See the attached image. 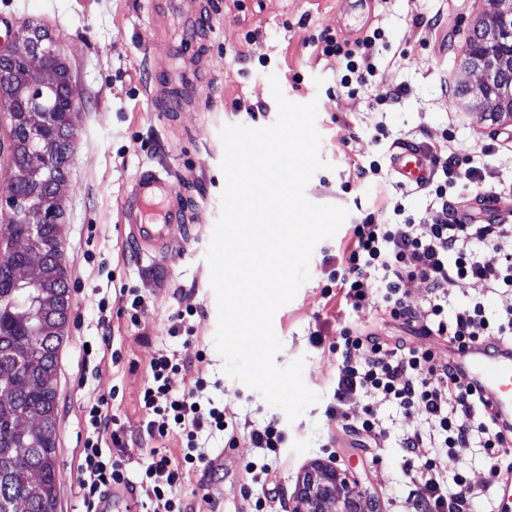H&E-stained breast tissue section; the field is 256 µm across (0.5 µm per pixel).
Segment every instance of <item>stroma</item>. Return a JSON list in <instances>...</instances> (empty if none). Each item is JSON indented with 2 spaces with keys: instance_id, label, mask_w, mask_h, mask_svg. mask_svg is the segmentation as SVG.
I'll use <instances>...</instances> for the list:
<instances>
[{
  "instance_id": "1",
  "label": "stroma",
  "mask_w": 512,
  "mask_h": 512,
  "mask_svg": "<svg viewBox=\"0 0 512 512\" xmlns=\"http://www.w3.org/2000/svg\"><path fill=\"white\" fill-rule=\"evenodd\" d=\"M487 8V0H212L215 18L204 40L209 74L192 101L171 117L155 111L151 102L155 78L173 71L174 63L167 47L150 35L147 0H0V37L10 27L46 28L61 48L80 104L62 195L70 309L58 356L55 512L81 508L77 474L78 450L87 434L83 409L100 397H107L140 447L178 456V435L152 439L142 432L151 414L141 407L139 394L149 378L150 359L162 349L184 361L179 388L206 376L204 399L223 408L225 420L240 432L232 448L225 447L222 435L201 434L207 457L220 455L224 462L191 473L176 487L191 512H249L251 503L268 493L278 512H291L299 478L317 461L351 472L361 491L375 498L378 512H405L412 463L399 441L405 432L421 428L423 418L364 394L350 415L356 419L372 411L383 442L367 448L342 431L331 416L336 342L343 327L359 324L411 348L433 346L441 361L448 358V345L431 344L429 337L383 320L376 306L355 311L340 305L324 295L323 286L351 226L367 214L384 224L395 222L398 205L417 222L434 214L425 193L400 188L401 176L390 164L392 142L445 139L464 163L485 171V178L452 188L459 209L478 210L498 184H512V130L452 104L458 86L477 80L462 61ZM431 17L440 19V27L428 25ZM376 28L383 36L375 73L348 93L339 84L335 62L319 55L313 41L325 31L352 40ZM275 82L287 100L317 105L319 155L326 167L311 178L307 197L348 212L336 234L315 246L309 280L273 317L282 342L276 365L304 359L303 380L318 396L292 421L259 391L224 373L214 343L218 310L206 258L225 185L219 133L231 124H274ZM393 92L399 95L394 102L389 99ZM372 160L379 163V174L356 179V166ZM159 165L169 167L193 207V238L168 257L151 259L128 243L119 218L137 172ZM123 286L143 298L136 317L120 310L116 291ZM474 301L494 319L512 307V293H490L467 279L449 282V307ZM188 307L195 310L189 320L192 335H171L172 318ZM105 325L111 328L109 351L84 357L83 343H96ZM201 349L207 358L203 365L195 360ZM271 422L283 440L277 452L267 455L252 447L248 433ZM456 455L457 471L496 499L491 463L482 449L460 448ZM262 461L271 464L272 472L267 483L258 485L246 466Z\"/></svg>"
}]
</instances>
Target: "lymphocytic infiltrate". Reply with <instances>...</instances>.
<instances>
[{
  "label": "lymphocytic infiltrate",
  "instance_id": "lymphocytic-infiltrate-1",
  "mask_svg": "<svg viewBox=\"0 0 512 512\" xmlns=\"http://www.w3.org/2000/svg\"><path fill=\"white\" fill-rule=\"evenodd\" d=\"M321 54L335 61L343 74L342 87L363 82L373 75L371 62L375 38L364 35L354 42H338L332 34L321 33ZM421 152L429 162V175L420 185L437 210L428 224L405 218L395 224L377 223L367 215L353 225L339 262L328 274L325 294H338L353 310L378 302L384 315L404 325L417 327L427 337L448 342L447 361L436 359L432 348L407 347L404 341H390L363 326H347L340 332L336 347L335 416L342 428L380 444L383 432L373 414L350 422L346 407L364 393L373 392L382 400L413 408L423 416L425 428L403 435L401 446L417 459L410 472L413 485L411 512H469L472 498L481 494L463 476L445 484L444 473L455 465V448L473 442L492 460L494 477L512 474V462L501 464L503 448L512 444V428H507L458 358L471 344L493 341L503 351L512 350V309L498 320H489L480 305H466L447 311L449 280L471 279L488 290L512 288V252L502 247L512 239V224H470L462 220L449 187L478 176L475 167H462L447 143H425ZM419 281L429 290L418 307L407 302V287ZM183 364L175 353L161 350L150 361V375L139 400L152 410L144 432L152 438L166 437L170 431L182 435L180 460L155 448L141 449L143 462L137 479L128 472L131 436L99 399L87 410L90 433L80 451L78 491L85 512H95L97 504L111 488L138 483L153 512H187L175 486L191 471L205 464L199 451V433H225L228 446H235V428L229 426L223 410L199 400L206 388L205 378H197L193 388L177 390L175 378ZM110 437L113 453L101 447L102 437Z\"/></svg>",
  "mask_w": 512,
  "mask_h": 512
}]
</instances>
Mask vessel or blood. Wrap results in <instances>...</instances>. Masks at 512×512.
<instances>
[{
    "label": "vessel or blood",
    "mask_w": 512,
    "mask_h": 512,
    "mask_svg": "<svg viewBox=\"0 0 512 512\" xmlns=\"http://www.w3.org/2000/svg\"><path fill=\"white\" fill-rule=\"evenodd\" d=\"M155 41H165L169 20L178 21L185 41L193 43L204 38L211 13L202 0H154ZM204 55L192 56L190 77L179 93H172L163 79H156L152 99L157 111L174 112L181 109L192 96L196 86L208 75ZM397 170L409 182L415 183L426 174L423 156L408 147L399 148L393 155ZM121 220L129 229V237L140 254L157 258L167 256L174 247L184 244L189 232V208L183 194L172 182L167 170H141L126 193ZM462 367L489 396L498 414L512 420V357L491 351L488 343L471 345L460 357Z\"/></svg>",
    "instance_id": "b4317fda"
}]
</instances>
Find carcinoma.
I'll return each instance as SVG.
<instances>
[{
  "label": "carcinoma",
  "instance_id": "obj_1",
  "mask_svg": "<svg viewBox=\"0 0 512 512\" xmlns=\"http://www.w3.org/2000/svg\"><path fill=\"white\" fill-rule=\"evenodd\" d=\"M499 83L512 85V50L505 44ZM10 78L0 106L11 113L13 197L36 212L54 211L51 222L31 233L10 225L0 242V505L21 501L26 512H54L57 430V356L69 313L62 250L63 209L54 203L55 184L64 179L74 132L69 118V71L58 60L37 74L22 58L9 63ZM50 100L56 130L40 144L53 162L34 159L27 109L38 93ZM32 422L29 428L18 419Z\"/></svg>",
  "mask_w": 512,
  "mask_h": 512
}]
</instances>
